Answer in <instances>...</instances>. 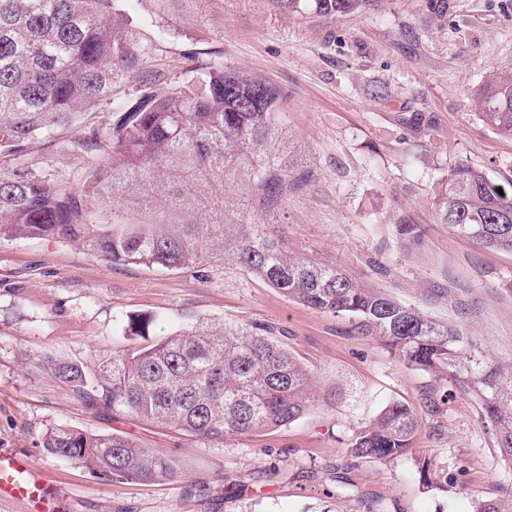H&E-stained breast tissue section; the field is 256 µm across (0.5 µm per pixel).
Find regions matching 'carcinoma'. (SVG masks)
Returning <instances> with one entry per match:
<instances>
[{
  "label": "carcinoma",
  "mask_w": 512,
  "mask_h": 512,
  "mask_svg": "<svg viewBox=\"0 0 512 512\" xmlns=\"http://www.w3.org/2000/svg\"><path fill=\"white\" fill-rule=\"evenodd\" d=\"M127 30L125 0H0V156L41 138L86 166L55 174L35 162L0 172V243L29 238L76 242L108 265L182 271L232 259L286 298L344 319L374 336L410 367L448 369V381L476 398L512 468V361L465 352L457 327L439 323L345 270L297 255L283 232L288 198L310 184L291 162L280 114L286 93L224 62L182 54L178 80L153 65L155 44L179 37L182 16L201 22L211 0H143ZM283 12L334 17L370 0H270ZM133 85L134 97L119 94ZM481 120L512 138V73L491 68L473 95ZM105 105L112 123H82ZM80 133L60 142L57 130ZM240 190L233 209L224 183ZM503 193H498L497 189ZM436 215L483 248L512 251V180L497 183L458 162L438 180ZM397 231L418 244L425 228L406 213ZM53 377L90 409L171 427L207 441L291 424L313 403L307 370L265 328L198 324L152 347L112 360L103 377L50 357ZM420 427L411 408L387 404L351 441L350 456L390 462ZM40 447L76 460L105 480L178 477L158 448L118 433L56 426ZM473 512H512V497L479 500Z\"/></svg>",
  "instance_id": "carcinoma-1"
}]
</instances>
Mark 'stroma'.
Listing matches in <instances>:
<instances>
[{"label": "stroma", "mask_w": 512, "mask_h": 512, "mask_svg": "<svg viewBox=\"0 0 512 512\" xmlns=\"http://www.w3.org/2000/svg\"><path fill=\"white\" fill-rule=\"evenodd\" d=\"M198 49L288 94V142L313 177L288 200L299 253L438 320L496 360L512 359V252L480 248L437 223L431 204L449 164L465 159L512 179V139L487 127L472 95L490 67L512 69V0H375L351 15L274 11L269 0H212ZM383 85L387 100L370 91ZM429 113L428 129L400 124ZM426 225L403 244L396 218ZM199 321L265 326L311 372L315 401L275 431L206 441L84 407L45 367L92 375L113 357ZM421 427L409 453L360 462L347 448L391 401ZM123 433L177 461V479L98 478L46 454L47 428ZM0 451L27 455L71 512H472L512 494L490 424L458 385L404 365L345 320L288 300L231 260L189 271L109 266L76 244H0Z\"/></svg>", "instance_id": "stroma-1"}]
</instances>
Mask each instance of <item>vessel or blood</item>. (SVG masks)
I'll use <instances>...</instances> for the list:
<instances>
[{
	"mask_svg": "<svg viewBox=\"0 0 512 512\" xmlns=\"http://www.w3.org/2000/svg\"><path fill=\"white\" fill-rule=\"evenodd\" d=\"M0 500L20 503L25 512H64L66 493L27 456L1 452Z\"/></svg>",
	"mask_w": 512,
	"mask_h": 512,
	"instance_id": "1",
	"label": "vessel or blood"
}]
</instances>
